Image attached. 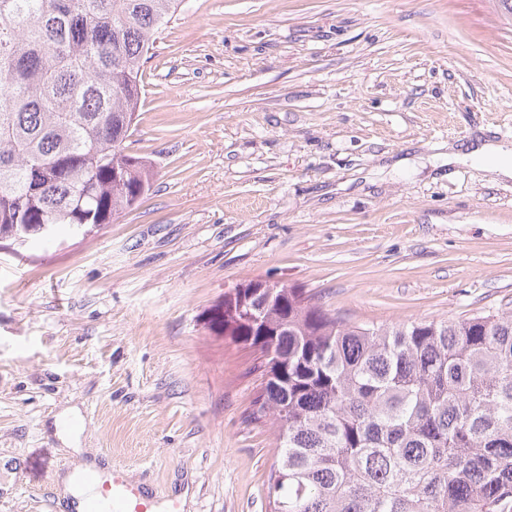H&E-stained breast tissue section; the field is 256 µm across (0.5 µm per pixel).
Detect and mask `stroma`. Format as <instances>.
<instances>
[{
    "label": "stroma",
    "mask_w": 512,
    "mask_h": 512,
    "mask_svg": "<svg viewBox=\"0 0 512 512\" xmlns=\"http://www.w3.org/2000/svg\"><path fill=\"white\" fill-rule=\"evenodd\" d=\"M142 84L137 207L0 248V512H67L83 462L180 512H270L255 356L212 321L237 284L356 322L512 311V180L447 158L512 143L499 0H183Z\"/></svg>",
    "instance_id": "stroma-1"
}]
</instances>
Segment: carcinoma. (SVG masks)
I'll list each match as a JSON object with an SVG mask.
<instances>
[{"label": "carcinoma", "mask_w": 512, "mask_h": 512, "mask_svg": "<svg viewBox=\"0 0 512 512\" xmlns=\"http://www.w3.org/2000/svg\"><path fill=\"white\" fill-rule=\"evenodd\" d=\"M182 0H0V243L22 255L135 208L153 178L127 152L142 67ZM253 325L247 421L268 425L271 512H512V312L355 323L295 288Z\"/></svg>", "instance_id": "1"}]
</instances>
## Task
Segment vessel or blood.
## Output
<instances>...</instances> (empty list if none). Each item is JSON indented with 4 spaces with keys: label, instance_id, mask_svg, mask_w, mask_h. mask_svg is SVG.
Masks as SVG:
<instances>
[{
    "label": "vessel or blood",
    "instance_id": "1",
    "mask_svg": "<svg viewBox=\"0 0 512 512\" xmlns=\"http://www.w3.org/2000/svg\"><path fill=\"white\" fill-rule=\"evenodd\" d=\"M82 480L97 488L95 495L84 499L82 512H152L154 508L142 487L129 481L121 468H113L106 479L90 469Z\"/></svg>",
    "mask_w": 512,
    "mask_h": 512
}]
</instances>
